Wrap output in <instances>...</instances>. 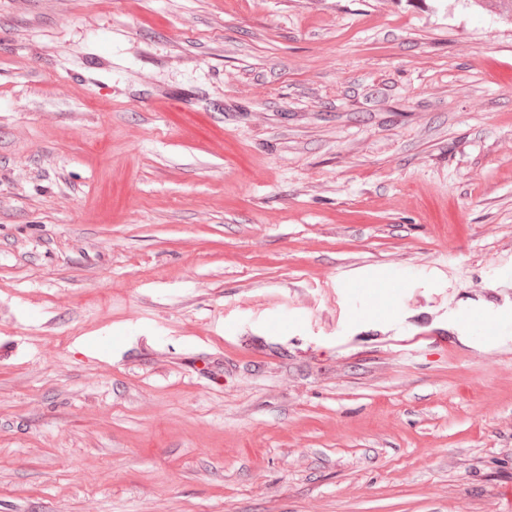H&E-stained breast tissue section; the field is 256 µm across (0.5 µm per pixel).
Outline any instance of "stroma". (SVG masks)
<instances>
[{
	"instance_id": "1",
	"label": "stroma",
	"mask_w": 512,
	"mask_h": 512,
	"mask_svg": "<svg viewBox=\"0 0 512 512\" xmlns=\"http://www.w3.org/2000/svg\"><path fill=\"white\" fill-rule=\"evenodd\" d=\"M495 0H0V512H512Z\"/></svg>"
}]
</instances>
